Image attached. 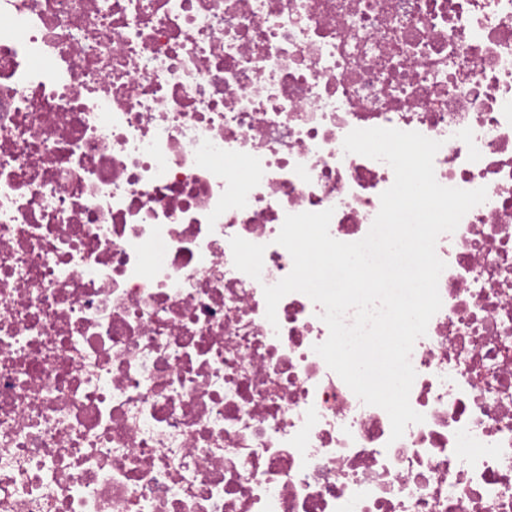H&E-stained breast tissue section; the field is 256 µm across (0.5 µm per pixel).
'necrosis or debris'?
<instances>
[{
    "mask_svg": "<svg viewBox=\"0 0 512 512\" xmlns=\"http://www.w3.org/2000/svg\"><path fill=\"white\" fill-rule=\"evenodd\" d=\"M486 188L392 439L286 215L368 233L354 129ZM0 512H512V0H0Z\"/></svg>",
    "mask_w": 512,
    "mask_h": 512,
    "instance_id": "1",
    "label": "necrosis or debris"
}]
</instances>
